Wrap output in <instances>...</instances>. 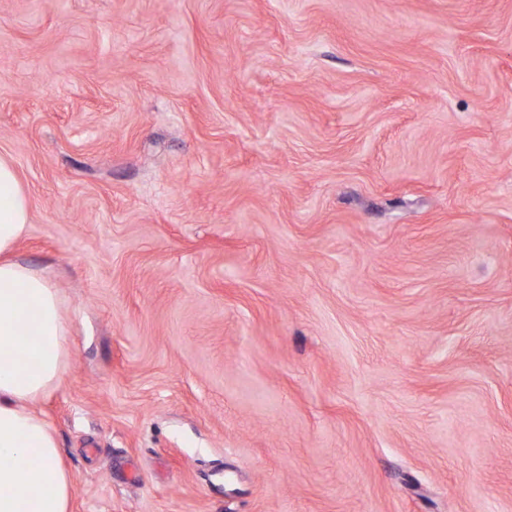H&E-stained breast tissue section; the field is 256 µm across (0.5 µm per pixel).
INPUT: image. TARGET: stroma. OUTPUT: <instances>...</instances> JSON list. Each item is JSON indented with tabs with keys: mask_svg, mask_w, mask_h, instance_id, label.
Masks as SVG:
<instances>
[{
	"mask_svg": "<svg viewBox=\"0 0 512 512\" xmlns=\"http://www.w3.org/2000/svg\"><path fill=\"white\" fill-rule=\"evenodd\" d=\"M70 512H512V0H0Z\"/></svg>",
	"mask_w": 512,
	"mask_h": 512,
	"instance_id": "stroma-1",
	"label": "stroma"
}]
</instances>
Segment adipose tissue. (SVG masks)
<instances>
[{
    "mask_svg": "<svg viewBox=\"0 0 512 512\" xmlns=\"http://www.w3.org/2000/svg\"><path fill=\"white\" fill-rule=\"evenodd\" d=\"M30 221L17 169L0 156V512H68L71 479L36 405L62 383L70 324L50 278L14 257Z\"/></svg>",
    "mask_w": 512,
    "mask_h": 512,
    "instance_id": "obj_1",
    "label": "adipose tissue"
}]
</instances>
